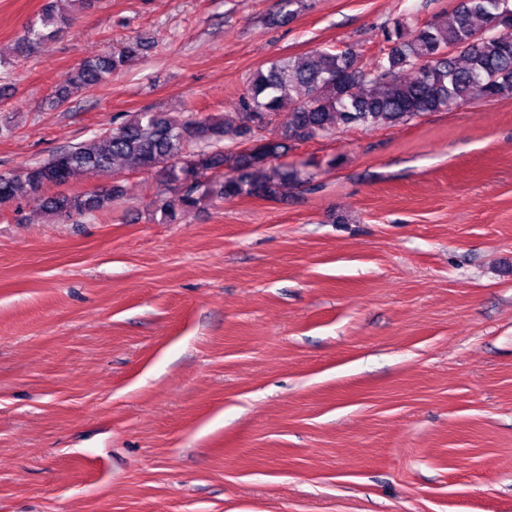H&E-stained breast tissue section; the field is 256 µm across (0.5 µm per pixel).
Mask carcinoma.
<instances>
[{
    "label": "carcinoma",
    "instance_id": "cac0c4a2",
    "mask_svg": "<svg viewBox=\"0 0 512 512\" xmlns=\"http://www.w3.org/2000/svg\"><path fill=\"white\" fill-rule=\"evenodd\" d=\"M74 17L52 7L24 31L19 49L30 52L70 27ZM385 47L363 61L350 48L315 50L258 68L239 95V121L228 125L196 112L143 110L101 136L56 151L21 173L0 172V210L21 197L61 186L84 170L116 173L115 163L164 169L176 183L162 199L164 217L175 221L207 197L243 196L281 201L288 186L310 183L314 173L303 162L292 168L272 161L289 143L325 136L344 127L408 123L428 113L448 112L480 96L512 93V5L509 0H466L448 21L412 27L397 19L383 30ZM145 50L130 40L84 60L56 86L44 105H63L71 89L107 83L112 74ZM288 112L276 137L263 135L273 117ZM245 151L229 152L224 143ZM120 195L112 183L84 194H58L45 208L65 219L92 215Z\"/></svg>",
    "mask_w": 512,
    "mask_h": 512
}]
</instances>
